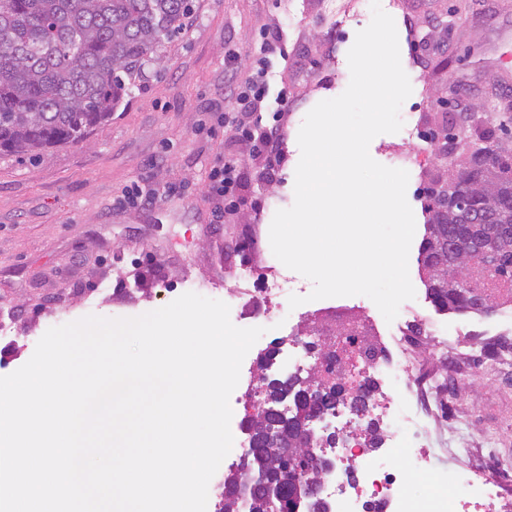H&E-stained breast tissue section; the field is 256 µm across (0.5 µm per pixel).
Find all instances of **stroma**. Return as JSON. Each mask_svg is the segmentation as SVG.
Here are the masks:
<instances>
[{"mask_svg": "<svg viewBox=\"0 0 512 512\" xmlns=\"http://www.w3.org/2000/svg\"><path fill=\"white\" fill-rule=\"evenodd\" d=\"M349 11L343 29L333 27L323 0H194L186 31L165 43L109 121L80 143L50 149L37 160L0 155V308H11L15 336L0 337V376L23 366L50 328L88 315L136 317L186 293V279L212 282L209 296L227 302L239 327L273 328L289 336L335 323L353 306L290 308L287 300L259 311L251 295L224 292L240 268L252 271L250 287L285 273L273 255L269 229L277 210L294 202L297 142L307 113L341 95L350 81L347 54L371 9L342 0ZM395 21L401 64L412 93L402 121L420 118L445 128L459 120L457 90L474 87L476 99L512 116V0H380ZM441 21L435 40L445 55L429 68L415 61L412 15ZM281 33L287 59L275 67L274 89H287L293 107L285 118L288 160L273 179H263L247 143L232 137L221 113L229 50L245 76L263 33ZM239 159L244 204L226 223H216L209 199L210 170L223 157ZM444 172L434 156L420 157L409 171L406 197L416 223L409 252L415 299L401 311L417 310L448 326L461 313L434 308L419 267L425 236L426 190ZM152 190L151 204L133 201ZM478 387L456 390L450 414L459 438L478 434L479 448L495 453L512 472V360H489L478 369ZM452 459L430 450L425 471H410L414 496L445 494L438 482Z\"/></svg>", "mask_w": 512, "mask_h": 512, "instance_id": "stroma-1", "label": "stroma"}]
</instances>
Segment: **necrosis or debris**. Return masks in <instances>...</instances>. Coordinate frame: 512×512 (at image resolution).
Returning <instances> with one entry per match:
<instances>
[{
	"label": "necrosis or debris",
	"mask_w": 512,
	"mask_h": 512,
	"mask_svg": "<svg viewBox=\"0 0 512 512\" xmlns=\"http://www.w3.org/2000/svg\"><path fill=\"white\" fill-rule=\"evenodd\" d=\"M470 331L464 320L455 335H448L441 322L417 312L382 327L367 312L305 335L292 334L287 350L273 348L268 365L284 357L299 377L344 388L331 417L342 425L345 439L319 448L335 463L325 478L332 512H512L507 489L512 482L489 463L449 471L444 481L454 492L451 499L418 502L409 498L405 474L388 465L402 455L422 465L427 460L424 440L447 433L451 386L475 378L466 368L471 355L462 342ZM358 394L365 397L361 413L351 404ZM372 424L383 432L379 452L366 436Z\"/></svg>",
	"instance_id": "necrosis-or-debris-1"
}]
</instances>
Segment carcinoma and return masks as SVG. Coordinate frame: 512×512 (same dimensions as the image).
<instances>
[{
    "label": "carcinoma",
    "mask_w": 512,
    "mask_h": 512,
    "mask_svg": "<svg viewBox=\"0 0 512 512\" xmlns=\"http://www.w3.org/2000/svg\"><path fill=\"white\" fill-rule=\"evenodd\" d=\"M190 0H0V154L43 155L86 139L108 121L160 47L178 37ZM438 193L427 203L419 260L427 294L440 309L485 312L490 297L461 279L463 268L489 263L512 283V147L501 143L448 164ZM292 398L306 410L330 403L304 378L292 380ZM304 473L275 472L279 512H328L304 497Z\"/></svg>",
    "instance_id": "cac0c4a2"
}]
</instances>
